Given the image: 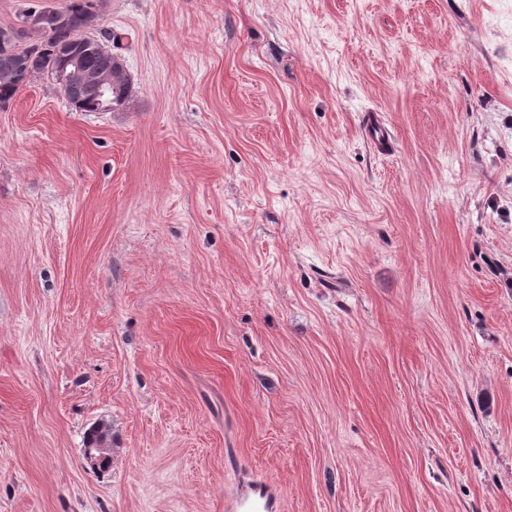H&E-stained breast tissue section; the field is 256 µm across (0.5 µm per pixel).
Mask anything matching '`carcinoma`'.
I'll use <instances>...</instances> for the list:
<instances>
[{
    "mask_svg": "<svg viewBox=\"0 0 512 512\" xmlns=\"http://www.w3.org/2000/svg\"><path fill=\"white\" fill-rule=\"evenodd\" d=\"M31 10L20 15L21 26L0 29V107H5L30 78L37 75L56 77L66 65L63 55H84L83 76L87 83L112 72V109L129 102L131 79L126 69L110 63L97 48V39L86 34L98 14L90 0H69L63 10L42 8L35 26L27 25Z\"/></svg>",
    "mask_w": 512,
    "mask_h": 512,
    "instance_id": "obj_1",
    "label": "carcinoma"
}]
</instances>
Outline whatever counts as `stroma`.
<instances>
[{"instance_id":"1","label":"stroma","mask_w":512,"mask_h":512,"mask_svg":"<svg viewBox=\"0 0 512 512\" xmlns=\"http://www.w3.org/2000/svg\"><path fill=\"white\" fill-rule=\"evenodd\" d=\"M93 2L127 106L0 109V512H512V0ZM372 147L379 153H386L392 145L391 134L377 119L368 117L364 127ZM225 510L228 512H270L274 503L270 491L257 484L244 493L235 494L227 500Z\"/></svg>"}]
</instances>
